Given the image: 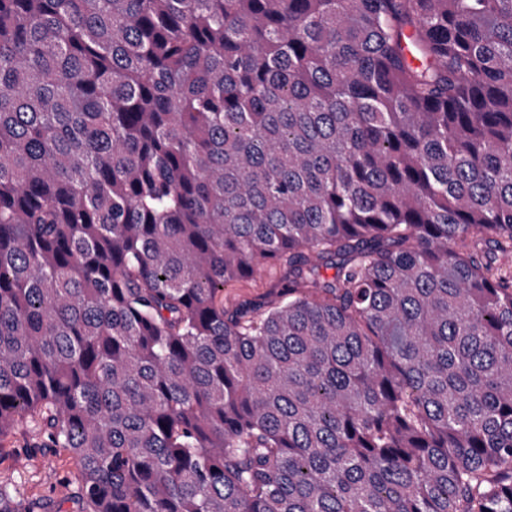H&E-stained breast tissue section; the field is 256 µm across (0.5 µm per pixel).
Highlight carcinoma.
I'll return each mask as SVG.
<instances>
[{"mask_svg": "<svg viewBox=\"0 0 512 512\" xmlns=\"http://www.w3.org/2000/svg\"><path fill=\"white\" fill-rule=\"evenodd\" d=\"M508 252L512 0H0V441L80 512H512ZM282 268L267 265L251 279L230 281L224 284V307H233L245 301H254L265 296L279 281ZM32 443L26 425L0 442V482L11 483L25 500L50 498L62 512H79L72 500L71 455L63 448H29Z\"/></svg>", "mask_w": 512, "mask_h": 512, "instance_id": "cac0c4a2", "label": "carcinoma"}]
</instances>
